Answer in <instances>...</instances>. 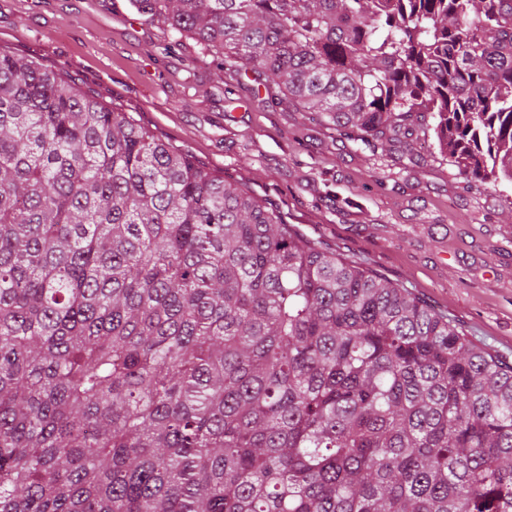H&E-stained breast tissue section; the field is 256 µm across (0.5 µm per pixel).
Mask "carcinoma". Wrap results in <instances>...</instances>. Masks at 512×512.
<instances>
[{
  "label": "carcinoma",
  "mask_w": 512,
  "mask_h": 512,
  "mask_svg": "<svg viewBox=\"0 0 512 512\" xmlns=\"http://www.w3.org/2000/svg\"><path fill=\"white\" fill-rule=\"evenodd\" d=\"M134 2L512 182V0ZM0 512H512V362L0 47Z\"/></svg>",
  "instance_id": "1"
}]
</instances>
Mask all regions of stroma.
Masks as SVG:
<instances>
[{"mask_svg": "<svg viewBox=\"0 0 512 512\" xmlns=\"http://www.w3.org/2000/svg\"><path fill=\"white\" fill-rule=\"evenodd\" d=\"M0 45L65 72L285 223L447 314L512 359V183L482 185L435 138L359 140L271 106L131 0H0Z\"/></svg>", "mask_w": 512, "mask_h": 512, "instance_id": "1", "label": "stroma"}]
</instances>
